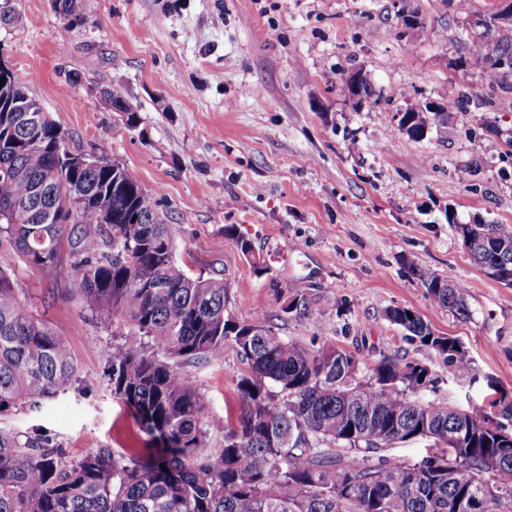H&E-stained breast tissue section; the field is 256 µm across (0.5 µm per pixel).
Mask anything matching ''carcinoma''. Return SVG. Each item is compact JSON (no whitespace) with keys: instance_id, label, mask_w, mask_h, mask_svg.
<instances>
[{"instance_id":"carcinoma-1","label":"carcinoma","mask_w":512,"mask_h":512,"mask_svg":"<svg viewBox=\"0 0 512 512\" xmlns=\"http://www.w3.org/2000/svg\"><path fill=\"white\" fill-rule=\"evenodd\" d=\"M52 6L70 23L84 14V0ZM491 38L496 52L512 54V23ZM470 54L491 85L512 86V71L488 63L484 41ZM35 103L18 77L0 87V415L38 412L78 380L67 341L18 288L23 265L70 279L99 324H127L112 354V393L157 447L129 457L100 448L69 462L46 435L23 439L0 427V512H457L458 499L476 494L479 512H512V396L490 402L501 409L496 420L423 402L415 395L436 383L425 365L382 355L370 379L358 380L353 354L313 351L261 315L238 320L224 279L193 277L176 261L170 227L138 176L105 153L100 169L71 165L59 154V123L29 125L17 111ZM100 103L137 127L138 112L119 94L103 90ZM405 118L428 132L441 116L413 104ZM454 228L472 238L470 255L486 275L512 278L511 224ZM415 275L435 304L466 315L467 291L454 276ZM284 312L308 313L301 289ZM385 317L448 371L471 369L457 338L416 311L391 307ZM226 344L248 366L239 415L224 422V447L204 453L214 420L179 364L219 362ZM419 439L433 445L417 462L378 456Z\"/></svg>"}]
</instances>
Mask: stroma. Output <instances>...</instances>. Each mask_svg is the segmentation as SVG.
Returning a JSON list of instances; mask_svg holds the SVG:
<instances>
[{
    "instance_id": "stroma-1",
    "label": "stroma",
    "mask_w": 512,
    "mask_h": 512,
    "mask_svg": "<svg viewBox=\"0 0 512 512\" xmlns=\"http://www.w3.org/2000/svg\"><path fill=\"white\" fill-rule=\"evenodd\" d=\"M499 0H85L82 21L51 0H17L0 27V59L65 131L75 153L106 151L155 192L178 261L222 278L241 320L263 309L285 338L333 345L362 362L399 354L437 376L422 400L482 410L492 389L512 393V286L473 262L455 231L512 224V89L491 87L469 53L475 21ZM415 13L420 30L403 16ZM363 68L378 102L349 99L343 78ZM137 108L138 129L103 109L101 90ZM494 105L459 111L462 93ZM430 102L445 124L414 141L394 119ZM234 226L235 237L224 233ZM250 240L257 272L235 238ZM449 272L467 290L468 315L435 304L416 269ZM19 285L66 339L79 387L41 412L11 411L0 426L46 434L67 460L147 447L112 394V347L123 323L102 328L65 279L18 268ZM311 312L283 313L295 285ZM418 312L461 340L469 373L384 312ZM216 420L239 413L246 372L234 346L218 364L188 363Z\"/></svg>"
}]
</instances>
